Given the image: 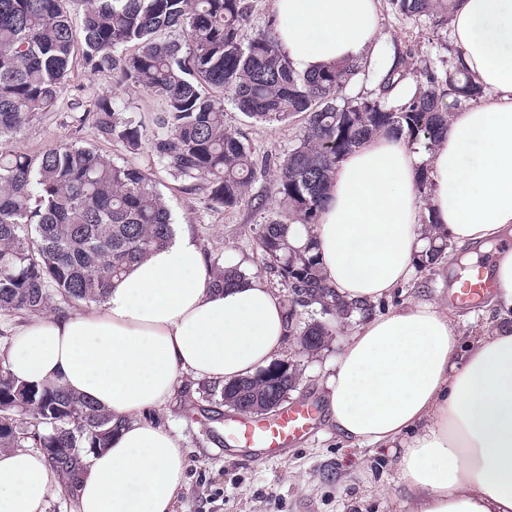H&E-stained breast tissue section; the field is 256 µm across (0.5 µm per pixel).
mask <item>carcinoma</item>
Segmentation results:
<instances>
[{
  "label": "carcinoma",
  "instance_id": "1",
  "mask_svg": "<svg viewBox=\"0 0 512 512\" xmlns=\"http://www.w3.org/2000/svg\"><path fill=\"white\" fill-rule=\"evenodd\" d=\"M69 0H0V316H36L48 307L99 304L134 262L166 245L173 219L152 173L110 161L70 142L37 154L17 149L12 133L56 107L76 55L92 72L156 97L149 118L108 95L74 113L78 130L131 154L148 150L190 192L205 191L210 209H232L260 197L249 193L259 175L276 170L277 208L258 225L265 269L284 288L287 334L318 352L331 336L329 319L366 318L375 305L355 309L336 298L320 273L314 225L325 208L339 160L366 140L387 134L430 148L448 132L451 113L482 96L460 80V66L411 62L397 49L396 65L373 76L365 94L349 93L366 67L347 62L306 74L286 63L276 25L253 32L248 0H83L76 16ZM407 19L435 26L448 21V0H389ZM179 30L185 40L167 34ZM414 93L393 95L410 71ZM269 125L303 115V136L280 157L258 159L239 133L224 124V102ZM448 238L429 249L425 270L445 258ZM308 319H303V315ZM266 368L230 386H207L195 403L208 421L229 403L251 410L272 404L297 383ZM119 425L112 415L57 384L20 383L0 365V448H54L48 462L65 492L76 493L83 458L109 446Z\"/></svg>",
  "mask_w": 512,
  "mask_h": 512
}]
</instances>
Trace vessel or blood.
<instances>
[{
    "label": "vessel or blood",
    "instance_id": "vessel-or-blood-1",
    "mask_svg": "<svg viewBox=\"0 0 512 512\" xmlns=\"http://www.w3.org/2000/svg\"><path fill=\"white\" fill-rule=\"evenodd\" d=\"M314 425V411L305 404L292 405L283 410L270 423L254 424L246 420L235 421L224 431L226 439L249 448L276 451L292 446L309 434Z\"/></svg>",
    "mask_w": 512,
    "mask_h": 512
}]
</instances>
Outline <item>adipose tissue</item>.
Instances as JSON below:
<instances>
[{"label":"adipose tissue","instance_id":"ef3b65f1","mask_svg":"<svg viewBox=\"0 0 512 512\" xmlns=\"http://www.w3.org/2000/svg\"><path fill=\"white\" fill-rule=\"evenodd\" d=\"M281 56L300 72L369 63L383 37L379 0H271ZM450 36L483 96L454 113L433 153L386 135L337 164L315 228L323 277L346 302L375 303L407 283L427 248L424 218L451 244L499 245L495 327L467 353L449 308L412 302L371 317L325 382L346 439L399 449L411 512H512V0H449ZM431 169L421 199L416 178ZM192 239L175 234L134 264L104 302L16 328L15 378L59 382L111 413L109 448L87 456L77 512H173L184 452L152 417L179 377L219 385L280 357L276 289L251 274L215 286ZM61 477L37 449L0 451V512H44Z\"/></svg>","mask_w":512,"mask_h":512}]
</instances>
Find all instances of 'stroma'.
Returning a JSON list of instances; mask_svg holds the SVG:
<instances>
[{"mask_svg": "<svg viewBox=\"0 0 512 512\" xmlns=\"http://www.w3.org/2000/svg\"><path fill=\"white\" fill-rule=\"evenodd\" d=\"M380 27L388 44L411 48L416 58L435 62L453 57L437 43L438 36H449V29L437 34L430 23L400 18L388 0L380 3ZM103 94L126 101L137 112L155 106L154 99L139 89L115 83L109 75L91 73L78 63L56 110L39 114L18 128L12 135L14 145L37 153L78 139L97 146L107 158L122 157V148L99 140L94 128L77 131L69 123L75 102ZM224 122L241 133L260 158L286 153L305 126L300 116L273 126L254 122L230 104L225 107ZM131 161L152 169L175 224L206 258L233 259L244 271L265 276L255 240L261 212L247 203L233 209H207L203 193L185 191L151 155L138 154ZM451 269L450 263L442 261L416 272L410 282L377 303L376 314H390L413 300L448 304ZM452 319L466 345L494 327L493 308L485 298L472 306L454 307ZM358 326L355 320L331 324L328 345L313 356L302 352L298 337H287L284 358L300 370L291 403L322 407L328 368ZM201 386V381L184 377L158 414L185 453L186 480L175 512H409L412 494L400 479L397 450L352 443L323 417L311 434L280 453L241 449L225 440L223 422H209L196 413L193 401Z\"/></svg>", "mask_w": 512, "mask_h": 512, "instance_id": "1", "label": "stroma"}]
</instances>
